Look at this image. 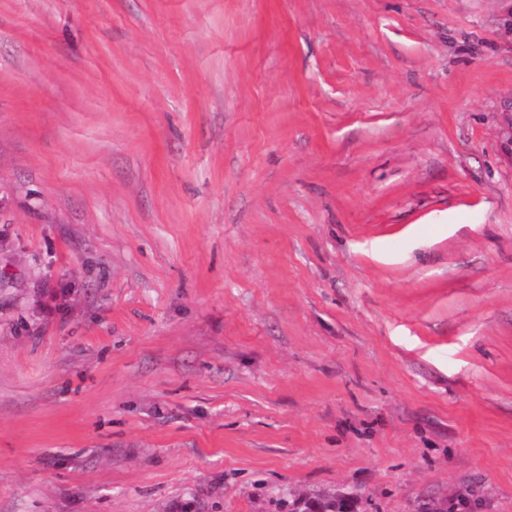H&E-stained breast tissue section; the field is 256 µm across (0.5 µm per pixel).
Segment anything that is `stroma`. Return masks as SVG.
<instances>
[{"label":"stroma","mask_w":512,"mask_h":512,"mask_svg":"<svg viewBox=\"0 0 512 512\" xmlns=\"http://www.w3.org/2000/svg\"><path fill=\"white\" fill-rule=\"evenodd\" d=\"M512 512V0H0V512ZM277 512H350L348 502L341 498L311 501L304 495L288 493V499H280Z\"/></svg>","instance_id":"stroma-1"}]
</instances>
